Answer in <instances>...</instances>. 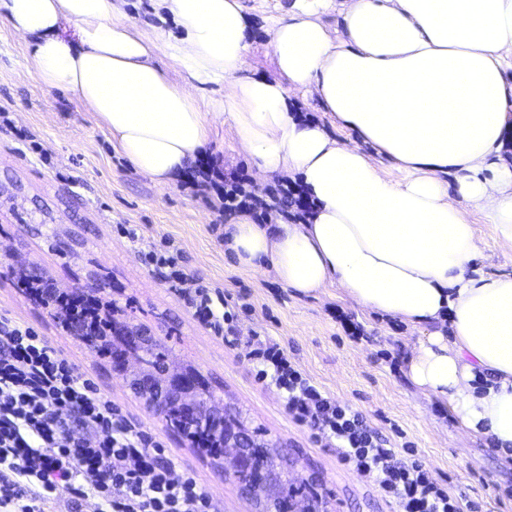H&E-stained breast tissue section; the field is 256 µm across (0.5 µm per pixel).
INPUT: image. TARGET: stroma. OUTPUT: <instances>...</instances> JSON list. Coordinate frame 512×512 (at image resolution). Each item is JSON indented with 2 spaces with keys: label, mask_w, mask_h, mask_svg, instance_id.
<instances>
[{
  "label": "stroma",
  "mask_w": 512,
  "mask_h": 512,
  "mask_svg": "<svg viewBox=\"0 0 512 512\" xmlns=\"http://www.w3.org/2000/svg\"><path fill=\"white\" fill-rule=\"evenodd\" d=\"M242 4L252 20L243 73L276 77L266 19L288 0ZM0 105L8 107L10 118L0 123V257L8 264L38 265L66 291L98 277L105 286L101 299L118 309L116 321L150 329L172 368L200 372L208 391L233 408L246 429L276 444L274 462L284 481L319 476L328 512H391L378 489L293 421L281 391L256 382L252 363L201 327L144 262L146 243L172 240L200 284L248 292L253 309L240 317L241 336L264 330L316 385L381 428L397 459H405L403 445L412 443L439 483L483 501L484 512H512V465L483 439L468 436L447 405L423 394L406 374L405 364L428 327L365 310L336 287L300 295L284 288L272 271H242L213 228L214 213L177 183L159 186L134 172L74 94L38 82L23 40L1 24ZM25 130L35 142L21 140ZM206 149L226 164L248 168L256 190L264 191L267 179L238 152L228 127L215 129ZM471 221L483 249L476 269L512 273V248L499 242L493 225L476 215ZM129 225L140 228L143 242L123 234ZM0 314L45 336L132 419L149 427L179 465L196 471L213 512H256L235 478L217 475L205 453L148 412L108 357L68 336L7 272L0 274ZM352 322L363 327V337H350Z\"/></svg>",
  "instance_id": "35a3bbf8"
}]
</instances>
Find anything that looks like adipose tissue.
I'll list each match as a JSON object with an SVG mask.
<instances>
[{
  "label": "adipose tissue",
  "instance_id": "obj_1",
  "mask_svg": "<svg viewBox=\"0 0 512 512\" xmlns=\"http://www.w3.org/2000/svg\"><path fill=\"white\" fill-rule=\"evenodd\" d=\"M126 5L0 0V24L25 41L38 81L75 94L156 185L182 172L217 120L262 172L298 179L313 203L306 223L225 225L240 267L271 268L301 294L335 286L414 325L449 322L451 334L420 342L407 375L465 431L511 451L512 273L469 276L481 250L463 210L512 248V0H290L269 25L276 79L241 73V0H151L182 27L164 39L140 31ZM65 23L75 39L61 36ZM221 83L223 97L198 96ZM290 86L315 94L329 125L295 120Z\"/></svg>",
  "mask_w": 512,
  "mask_h": 512
}]
</instances>
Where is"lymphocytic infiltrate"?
Returning <instances> with one entry per match:
<instances>
[{
  "mask_svg": "<svg viewBox=\"0 0 512 512\" xmlns=\"http://www.w3.org/2000/svg\"><path fill=\"white\" fill-rule=\"evenodd\" d=\"M180 186L220 217L249 214L256 223L305 221L312 203L300 185L280 180L256 194L244 166L221 165L205 154L185 170ZM148 264L195 319L228 345L242 348L256 379L286 393L289 416L315 441L336 444L339 462L372 482L396 512H482L481 504L434 481L415 458L397 460L389 439L349 404L321 390L268 335L240 337L231 293L194 286L173 245L149 249ZM0 512L22 503L20 484L45 492L67 486L75 500L96 499L99 512H212V500L193 470L177 466L146 426L134 423L87 374L32 328L0 316Z\"/></svg>",
  "mask_w": 512,
  "mask_h": 512,
  "instance_id": "1",
  "label": "lymphocytic infiltrate"
}]
</instances>
